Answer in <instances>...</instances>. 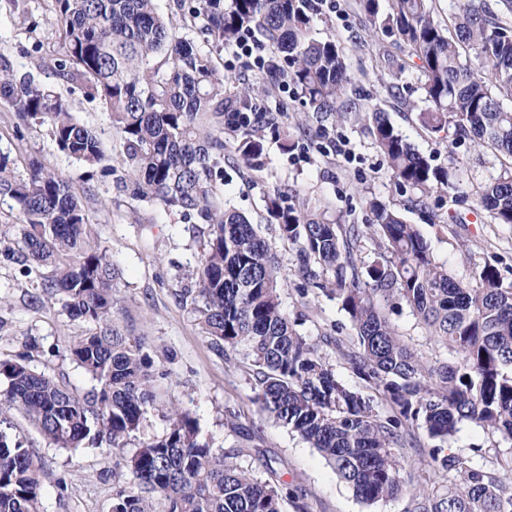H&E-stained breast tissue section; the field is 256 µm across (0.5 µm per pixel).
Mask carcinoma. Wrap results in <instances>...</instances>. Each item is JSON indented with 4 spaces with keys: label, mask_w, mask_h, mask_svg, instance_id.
Wrapping results in <instances>:
<instances>
[{
    "label": "carcinoma",
    "mask_w": 512,
    "mask_h": 512,
    "mask_svg": "<svg viewBox=\"0 0 512 512\" xmlns=\"http://www.w3.org/2000/svg\"><path fill=\"white\" fill-rule=\"evenodd\" d=\"M443 21L432 0H359L368 31L404 44L417 60L418 80L432 107L420 113L448 145L470 139L506 159L504 171L476 190V204L497 224H512V0H457ZM177 15L203 42L221 51L248 29L273 48L265 77L284 74L317 112L338 117L355 86L343 48L313 34L315 0H177ZM64 51L43 65L83 90L108 112L121 143L127 175L116 189L197 217L207 244L192 273V312L215 345L243 353L254 367L252 402L311 447L366 503L396 495L401 486L397 449L416 444L422 429L437 445L429 456L455 476L439 494L417 489L410 512H512L509 477L444 448L465 422L512 440V284L484 265L476 283L457 279L437 263L419 230L386 204L372 200L380 242L378 260L357 266L354 251L365 230L326 224L273 198L270 213L295 246L298 273L335 298L356 335L353 349L336 343L365 388L347 386L333 365L291 322L281 306L280 266L269 245L241 213L224 208V113L251 112L248 87H227L208 55L173 33V17L156 0H53ZM0 99L18 118L48 126L58 150L85 168L86 180L114 173L100 139L73 117L67 100L0 64ZM370 132L396 179L434 193L448 206L466 200L454 157L433 165L376 106L364 109ZM263 138L243 129L238 155L248 164ZM0 198L13 201L21 245L11 250L23 273L41 269L42 288L87 324L68 345L74 361L96 381L79 396L24 362L0 359V414L15 409L58 448L104 441L122 471L114 474L112 512H283L284 492L272 479L238 462L241 451L217 450L174 400L169 428L137 439L148 409L161 398V374L143 338L114 323L119 275L92 236L88 215L68 182L38 160L21 175L0 155ZM403 302L452 357L425 360L390 325L385 306ZM38 460L0 432V512H41Z\"/></svg>",
    "instance_id": "carcinoma-1"
}]
</instances>
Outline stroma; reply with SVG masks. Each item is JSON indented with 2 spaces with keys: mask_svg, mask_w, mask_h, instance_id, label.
<instances>
[{
  "mask_svg": "<svg viewBox=\"0 0 512 512\" xmlns=\"http://www.w3.org/2000/svg\"><path fill=\"white\" fill-rule=\"evenodd\" d=\"M51 0H0V57L20 74L30 75L46 90L67 94L77 120L96 132L113 166H120L119 143L107 112L81 93H67L42 59L59 55L61 41L51 24ZM357 0H338L336 11L319 6L314 16L317 36H333L343 47L348 69L358 80L359 101L387 112L395 129L436 165L456 156L465 171L463 188L476 186L501 170V160L487 148L471 142L449 147L444 134L424 128L417 111L423 92L407 48L393 39L372 37L364 29ZM212 62L232 80L255 89L263 112L252 115V128L264 131V151L251 164L236 152L235 132L224 133V200L243 213L276 254L284 280L280 299L290 320L318 344L321 354L351 387L362 382L336 351L337 341L354 346L351 323L337 301L314 288H305L298 276L296 252L272 222L267 205L280 194L282 205L294 206L330 224L372 223L369 200H379L417 225L439 264L460 278L474 275L485 264L499 268L512 282V225L494 223L474 206L449 212L447 197L433 195L427 206L417 194L398 184L358 108L335 120L314 112L299 89H292L287 110H278L277 83L213 54ZM401 66L399 94L381 87L379 78L389 65ZM293 132L295 148L266 133L268 124ZM346 154H338L337 141ZM0 153L10 155L18 173L36 159L62 173L73 192L84 201L92 230L120 273L119 301L113 319L130 336L145 337L146 351L164 372L161 390L198 422L200 434L216 448H236L242 465L258 475L274 469L289 498L284 512H409L411 494L419 484L449 485L445 472L429 457L431 440L399 451L401 492L393 498L365 503L354 497L320 453L252 403L254 377L242 353L224 355L205 336L180 292L196 268L207 240L206 225L184 218L162 206L131 200L119 194L113 179L85 180L81 169L60 153L46 125L21 122L13 108L0 101ZM19 238L17 217L9 202H0V358H24L26 363L56 382L86 395L93 380L68 355V344L86 329L71 319L58 301L45 294L39 272L23 274L11 258ZM391 326L419 353L442 358L446 350L412 315L406 304L386 308ZM0 425L9 438L22 442L41 465V512H111L115 458L107 445L77 449L53 447L21 413L9 411ZM450 446L456 454L500 474L497 457L512 454V441L490 435L473 423L463 424Z\"/></svg>",
  "mask_w": 512,
  "mask_h": 512,
  "instance_id": "1",
  "label": "stroma"
}]
</instances>
